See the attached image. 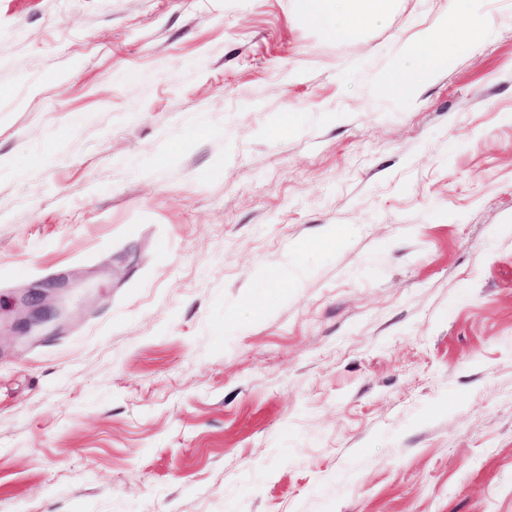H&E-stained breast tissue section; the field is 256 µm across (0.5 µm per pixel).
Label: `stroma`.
Wrapping results in <instances>:
<instances>
[{"label": "stroma", "mask_w": 512, "mask_h": 512, "mask_svg": "<svg viewBox=\"0 0 512 512\" xmlns=\"http://www.w3.org/2000/svg\"><path fill=\"white\" fill-rule=\"evenodd\" d=\"M449 7L0 0V512H512V0L381 89ZM307 23L330 38L352 37L362 27L384 21L396 0H298ZM482 27L474 28L456 11L450 10L439 28L420 44L409 47L383 81L390 95H406L422 77L433 73L448 59V32H456L459 41L475 42ZM52 288H38L30 292L25 300L26 307L29 310V316L36 321H46L51 318L52 311L45 303L48 290Z\"/></svg>", "instance_id": "stroma-1"}]
</instances>
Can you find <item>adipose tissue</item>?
I'll return each mask as SVG.
<instances>
[{"label":"adipose tissue","instance_id":"1","mask_svg":"<svg viewBox=\"0 0 512 512\" xmlns=\"http://www.w3.org/2000/svg\"><path fill=\"white\" fill-rule=\"evenodd\" d=\"M310 26L322 29L329 37H351L362 27L384 21L396 0H298ZM458 33L460 41L474 42L479 31L456 11H449L439 28L420 44L409 47L383 81L391 95L408 94L422 77L433 73L448 59V35Z\"/></svg>","mask_w":512,"mask_h":512}]
</instances>
